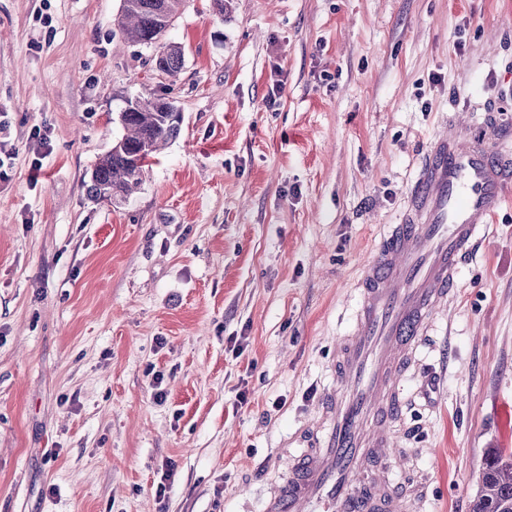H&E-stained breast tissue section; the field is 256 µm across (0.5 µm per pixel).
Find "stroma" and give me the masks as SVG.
<instances>
[{
  "mask_svg": "<svg viewBox=\"0 0 512 512\" xmlns=\"http://www.w3.org/2000/svg\"><path fill=\"white\" fill-rule=\"evenodd\" d=\"M226 3L185 0L171 78L121 0H0V512H264L324 442L429 141L512 120V0ZM139 95L180 133L129 200L93 198ZM506 195L400 383L389 477L422 512H470L512 449Z\"/></svg>",
  "mask_w": 512,
  "mask_h": 512,
  "instance_id": "stroma-1",
  "label": "stroma"
}]
</instances>
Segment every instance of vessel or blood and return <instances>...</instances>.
I'll return each instance as SVG.
<instances>
[{
  "label": "vessel or blood",
  "mask_w": 512,
  "mask_h": 512,
  "mask_svg": "<svg viewBox=\"0 0 512 512\" xmlns=\"http://www.w3.org/2000/svg\"><path fill=\"white\" fill-rule=\"evenodd\" d=\"M511 184L512 122L501 114L463 131L449 123L430 143L401 224L364 267L356 327L336 350V392L324 406L331 431L266 512H415L417 489L398 490L370 460H388L399 377Z\"/></svg>",
  "instance_id": "b4317fda"
}]
</instances>
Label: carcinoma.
<instances>
[{"instance_id": "cac0c4a2", "label": "carcinoma", "mask_w": 512, "mask_h": 512, "mask_svg": "<svg viewBox=\"0 0 512 512\" xmlns=\"http://www.w3.org/2000/svg\"><path fill=\"white\" fill-rule=\"evenodd\" d=\"M183 4L184 0H122L120 31L133 44L156 45L164 40ZM183 61V49L168 44L157 55L156 68L175 77ZM121 120L127 134L92 171L89 193L95 198L130 197L141 183L146 162L177 136L181 123L172 102L144 96L127 100ZM470 512H512L511 451L488 452Z\"/></svg>"}]
</instances>
